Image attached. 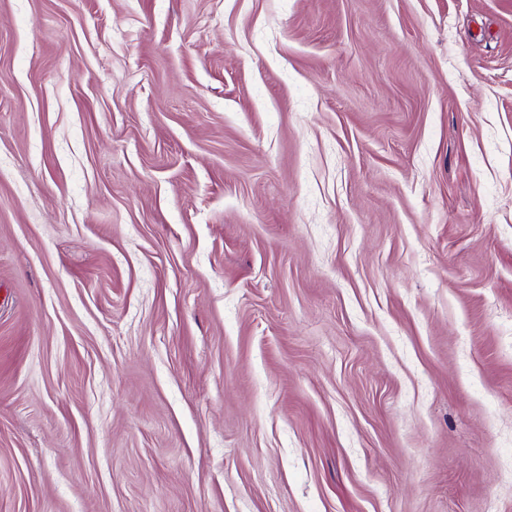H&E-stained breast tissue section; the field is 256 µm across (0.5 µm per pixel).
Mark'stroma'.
I'll return each mask as SVG.
<instances>
[{"mask_svg":"<svg viewBox=\"0 0 512 512\" xmlns=\"http://www.w3.org/2000/svg\"><path fill=\"white\" fill-rule=\"evenodd\" d=\"M0 512H512V0H0Z\"/></svg>","mask_w":512,"mask_h":512,"instance_id":"stroma-1","label":"stroma"}]
</instances>
